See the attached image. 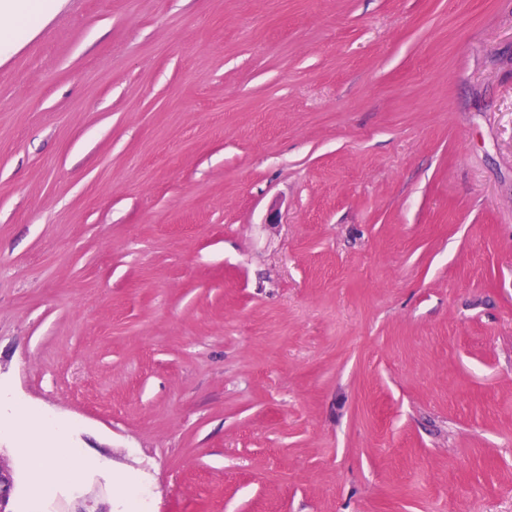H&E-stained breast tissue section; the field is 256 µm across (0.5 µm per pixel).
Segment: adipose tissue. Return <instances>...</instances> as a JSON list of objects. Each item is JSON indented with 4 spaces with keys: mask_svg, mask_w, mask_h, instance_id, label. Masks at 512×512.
Masks as SVG:
<instances>
[{
    "mask_svg": "<svg viewBox=\"0 0 512 512\" xmlns=\"http://www.w3.org/2000/svg\"><path fill=\"white\" fill-rule=\"evenodd\" d=\"M50 0H0V53L6 54L27 35L50 9ZM5 408L9 419L0 429L23 436L27 432L39 431L46 439L44 447L23 449V456L30 462L40 487L56 486L61 480H77L82 464L73 449L65 441L70 427L39 416L24 403L8 398Z\"/></svg>",
    "mask_w": 512,
    "mask_h": 512,
    "instance_id": "1",
    "label": "adipose tissue"
}]
</instances>
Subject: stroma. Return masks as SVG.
<instances>
[{"mask_svg": "<svg viewBox=\"0 0 512 512\" xmlns=\"http://www.w3.org/2000/svg\"><path fill=\"white\" fill-rule=\"evenodd\" d=\"M0 393L89 462L37 495L1 434L12 512H512V0H55Z\"/></svg>", "mask_w": 512, "mask_h": 512, "instance_id": "stroma-1", "label": "stroma"}]
</instances>
